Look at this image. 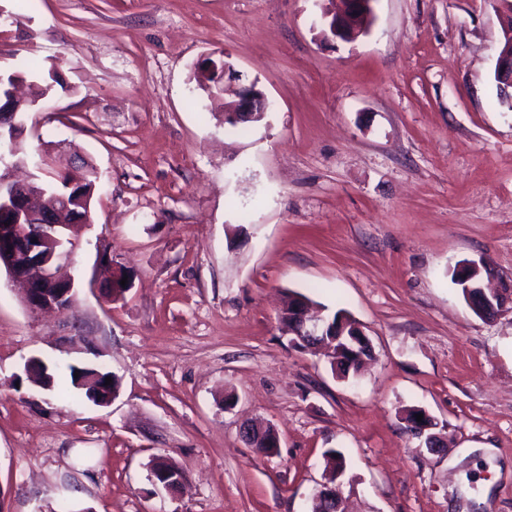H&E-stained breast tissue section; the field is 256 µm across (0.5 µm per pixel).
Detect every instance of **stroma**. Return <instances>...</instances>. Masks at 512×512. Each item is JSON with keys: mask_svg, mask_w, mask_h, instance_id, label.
<instances>
[{"mask_svg": "<svg viewBox=\"0 0 512 512\" xmlns=\"http://www.w3.org/2000/svg\"><path fill=\"white\" fill-rule=\"evenodd\" d=\"M331 6L0 0V71L72 60L28 150L74 142L98 176L70 316L0 272V512H312L330 449L348 512H512V311L480 318L453 281L483 259L512 276L506 19L497 0H377L368 35L328 41ZM206 56L256 82L262 121L225 124ZM105 251L134 273L117 302ZM290 292L359 323L355 378L283 332ZM33 356L103 363L119 394L33 387ZM254 419L275 453L244 441ZM157 457L185 488L154 486ZM504 42L499 52L494 77L505 93L509 94L508 88H511L510 98L512 99V31L508 24L504 27Z\"/></svg>", "mask_w": 512, "mask_h": 512, "instance_id": "1", "label": "stroma"}]
</instances>
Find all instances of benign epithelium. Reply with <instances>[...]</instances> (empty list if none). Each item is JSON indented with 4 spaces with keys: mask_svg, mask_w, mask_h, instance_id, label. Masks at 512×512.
Returning a JSON list of instances; mask_svg holds the SVG:
<instances>
[{
    "mask_svg": "<svg viewBox=\"0 0 512 512\" xmlns=\"http://www.w3.org/2000/svg\"><path fill=\"white\" fill-rule=\"evenodd\" d=\"M342 8L338 12L323 13L324 34L334 40L351 42L369 32L373 21L375 0H340ZM504 42L499 52L494 77L503 90L512 89V30L504 27ZM196 78L200 84L212 93L225 94L230 91L234 100L224 104V121L237 122L250 120L259 122L265 117L267 108L263 93L256 83L244 84L241 75L226 61L216 62L210 57L204 58L198 65ZM33 201L31 185L17 182L11 178L0 181V268L10 277L25 284L24 302L32 310L53 309L61 314L68 311L75 298L74 281L57 275L60 266L73 261L74 252L67 249V226L51 220L40 225L24 251L15 246L18 237L27 233L21 218L30 213ZM457 273L464 281L469 304L480 316H493L512 304V280L503 281L501 288L486 292L482 282L474 280L478 274L494 276L490 265L484 261L466 262ZM127 279L122 285L120 281ZM110 282L115 293L123 296L132 286V277L128 271L111 264ZM291 316L293 327L287 332L295 336L296 342L303 346L315 343L324 346L325 353L333 364L344 361L352 368L364 358V352L371 351V344L356 323H350L346 316L325 317L321 312L311 313L310 304L295 296ZM421 410H413L406 415V421L415 433L425 437L429 449L436 447V440L429 430L434 422L428 415L417 421ZM266 428L247 423L244 435L253 446L276 448L279 437L271 430V437H265ZM342 468L338 467L325 475V481L313 491L311 500L318 504L332 505L331 512L341 510V498L336 488Z\"/></svg>",
    "mask_w": 512,
    "mask_h": 512,
    "instance_id": "1",
    "label": "benign epithelium"
}]
</instances>
